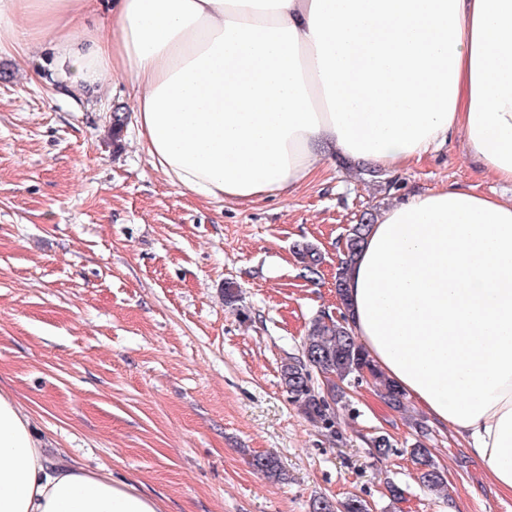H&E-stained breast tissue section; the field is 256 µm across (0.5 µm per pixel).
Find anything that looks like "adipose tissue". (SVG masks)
Segmentation results:
<instances>
[{
	"label": "adipose tissue",
	"mask_w": 512,
	"mask_h": 512,
	"mask_svg": "<svg viewBox=\"0 0 512 512\" xmlns=\"http://www.w3.org/2000/svg\"><path fill=\"white\" fill-rule=\"evenodd\" d=\"M0 0V56L50 39L72 88L126 76L138 140L176 187L252 202L329 156L397 171L463 132L512 184V0ZM377 371L512 496V200L446 185L376 218L348 282ZM0 512H161L51 450L0 392ZM112 1L113 0L93 1L92 12L86 18V24L91 31L100 32L105 35L112 34Z\"/></svg>",
	"instance_id": "adipose-tissue-1"
}]
</instances>
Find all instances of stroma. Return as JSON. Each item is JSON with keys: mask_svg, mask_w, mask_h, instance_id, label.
<instances>
[{"mask_svg": "<svg viewBox=\"0 0 512 512\" xmlns=\"http://www.w3.org/2000/svg\"><path fill=\"white\" fill-rule=\"evenodd\" d=\"M136 92L122 76L68 91L46 44L0 59V390L36 433L136 482L163 512H309L319 497H357L369 512H512L484 463L434 424L426 444L447 486L421 487L417 434L373 380L346 386L330 434L280 379L310 320L339 312L336 267L363 211L452 183L505 199L512 187L479 170L457 134L392 190L334 157L287 196L201 200L138 144ZM299 242L324 257L317 280ZM381 433L397 448L380 459L369 440ZM257 454L282 479L253 470ZM295 254L302 264L305 276L313 279L319 275L322 255L315 246L304 242L298 243L295 245Z\"/></svg>", "mask_w": 512, "mask_h": 512, "instance_id": "obj_1", "label": "stroma"}]
</instances>
